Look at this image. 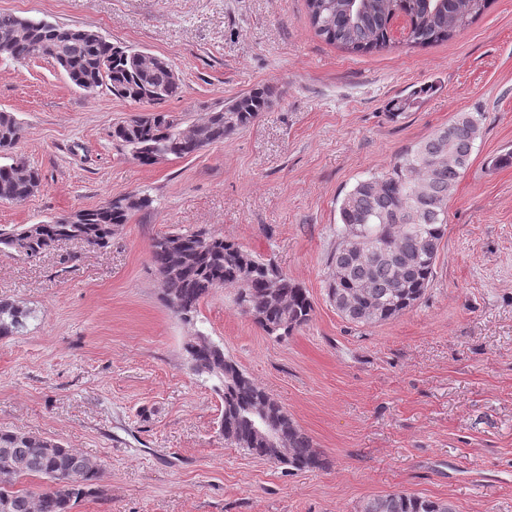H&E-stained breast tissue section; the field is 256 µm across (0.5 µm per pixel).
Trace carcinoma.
<instances>
[{"label": "carcinoma", "mask_w": 512, "mask_h": 512, "mask_svg": "<svg viewBox=\"0 0 512 512\" xmlns=\"http://www.w3.org/2000/svg\"><path fill=\"white\" fill-rule=\"evenodd\" d=\"M490 0H306L310 23L329 44L351 53L369 54L397 44L429 46L446 42L469 26ZM136 49L123 46L94 30L49 23L0 11V59L16 63L36 58H62L67 78L87 95L103 90L135 103H150V116H133L117 126L112 137L128 147L140 164L154 158H184L251 125L270 103V91L257 88L215 108L198 124L199 144L182 139L177 118L160 107L179 97L181 87L168 80L163 69H143ZM427 88L392 101L394 118L408 111ZM480 131L479 118L461 112L400 155L391 167L360 180L339 206L340 240L330 258L334 270L328 297L338 313L354 324L385 323L404 315L420 302L433 281L439 247L448 224V201L467 169ZM23 127L10 112H0V201L21 203L30 197L38 170L27 179L15 175L25 165L15 157ZM153 199L129 194L84 209V220L66 224L51 219L0 231V252L27 258L41 254L60 239L79 238L104 247L114 227L128 222L131 213L151 207ZM183 243V270L166 275L173 261L165 241ZM153 265L163 281L164 301L177 300V314L192 317L216 289H238L260 315L257 324L269 335H287L311 320L313 304L306 289L271 264L223 237L203 230L156 236L150 244ZM28 313L0 302V336L22 328ZM189 360L205 370L225 367L224 441L250 455L266 459L251 428L248 409L261 404L268 419L288 436L292 452L283 466L304 471L324 465L321 451L288 412L237 364L224 355L223 346L207 349L189 342ZM100 465L61 443L33 434L0 428V512H71L74 503L95 492ZM47 479L38 492L13 489L17 479ZM363 512H455L452 505L394 493L369 501Z\"/></svg>", "instance_id": "1"}]
</instances>
